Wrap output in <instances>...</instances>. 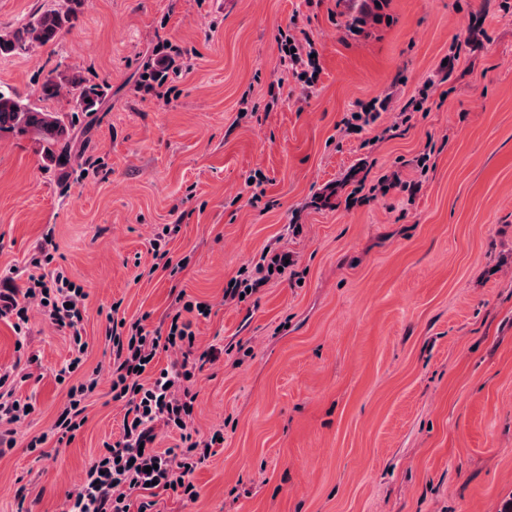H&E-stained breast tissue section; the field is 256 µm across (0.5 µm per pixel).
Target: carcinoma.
<instances>
[{
  "instance_id": "1",
  "label": "carcinoma",
  "mask_w": 512,
  "mask_h": 512,
  "mask_svg": "<svg viewBox=\"0 0 512 512\" xmlns=\"http://www.w3.org/2000/svg\"><path fill=\"white\" fill-rule=\"evenodd\" d=\"M81 2L63 0L61 6L38 12L22 26L1 32L0 55L55 44L64 31L75 26ZM68 87L75 103L71 112H51L0 89V134L33 140L48 171H62L69 166L79 115L95 114L107 94V87L90 84L77 76L68 80Z\"/></svg>"
}]
</instances>
